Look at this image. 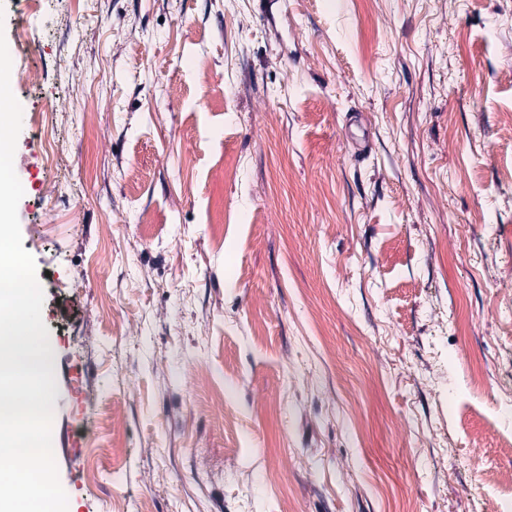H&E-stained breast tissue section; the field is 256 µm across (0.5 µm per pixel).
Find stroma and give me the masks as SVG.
Returning <instances> with one entry per match:
<instances>
[{
  "label": "stroma",
  "instance_id": "35a3bbf8",
  "mask_svg": "<svg viewBox=\"0 0 512 512\" xmlns=\"http://www.w3.org/2000/svg\"><path fill=\"white\" fill-rule=\"evenodd\" d=\"M0 33L68 512H495L512 0H0Z\"/></svg>",
  "mask_w": 512,
  "mask_h": 512
}]
</instances>
